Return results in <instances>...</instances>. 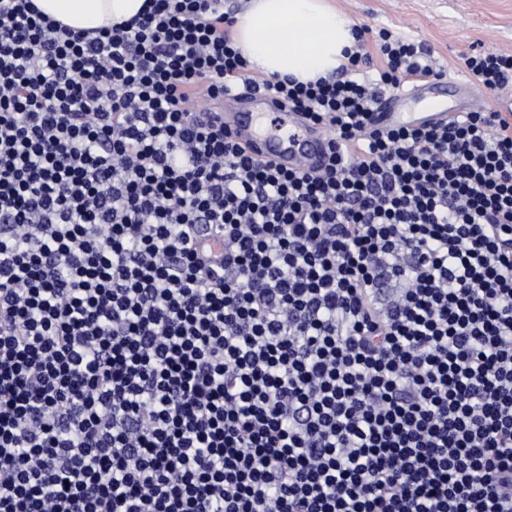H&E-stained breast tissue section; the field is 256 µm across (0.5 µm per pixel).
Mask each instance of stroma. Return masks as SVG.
Here are the masks:
<instances>
[{"instance_id": "1", "label": "stroma", "mask_w": 512, "mask_h": 512, "mask_svg": "<svg viewBox=\"0 0 512 512\" xmlns=\"http://www.w3.org/2000/svg\"><path fill=\"white\" fill-rule=\"evenodd\" d=\"M366 30L367 46L380 30L421 44L446 74L471 86L464 59L479 51L512 52V0H334Z\"/></svg>"}]
</instances>
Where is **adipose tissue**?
I'll return each mask as SVG.
<instances>
[{
	"label": "adipose tissue",
	"instance_id": "ef3b65f1",
	"mask_svg": "<svg viewBox=\"0 0 512 512\" xmlns=\"http://www.w3.org/2000/svg\"><path fill=\"white\" fill-rule=\"evenodd\" d=\"M62 26L88 31L130 20L145 0H34ZM355 23L328 0H249L232 28L254 72L301 82L335 73L348 63Z\"/></svg>",
	"mask_w": 512,
	"mask_h": 512
}]
</instances>
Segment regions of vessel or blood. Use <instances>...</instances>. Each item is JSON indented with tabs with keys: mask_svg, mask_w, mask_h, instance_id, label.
<instances>
[{
	"mask_svg": "<svg viewBox=\"0 0 512 512\" xmlns=\"http://www.w3.org/2000/svg\"><path fill=\"white\" fill-rule=\"evenodd\" d=\"M230 97L242 100L239 112H223L219 118L225 128L242 143L249 146L251 154L271 159L290 168L317 166L326 155L329 139L318 129L308 127L301 118L288 112L272 111L270 98L264 93L250 91L240 97L238 90H230ZM418 86L387 93L382 98V112L377 119L382 124L413 122L412 113L402 111L404 102L420 97Z\"/></svg>",
	"mask_w": 512,
	"mask_h": 512,
	"instance_id": "b4317fda",
	"label": "vessel or blood"
}]
</instances>
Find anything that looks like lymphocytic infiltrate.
<instances>
[{
	"instance_id": "lymphocytic-infiltrate-1",
	"label": "lymphocytic infiltrate",
	"mask_w": 512,
	"mask_h": 512,
	"mask_svg": "<svg viewBox=\"0 0 512 512\" xmlns=\"http://www.w3.org/2000/svg\"><path fill=\"white\" fill-rule=\"evenodd\" d=\"M233 21L0 0V512H512V113L378 128L426 51L268 79ZM238 85L330 130L325 166L189 107ZM36 6L73 31L111 27L128 21L146 0H33Z\"/></svg>"
}]
</instances>
